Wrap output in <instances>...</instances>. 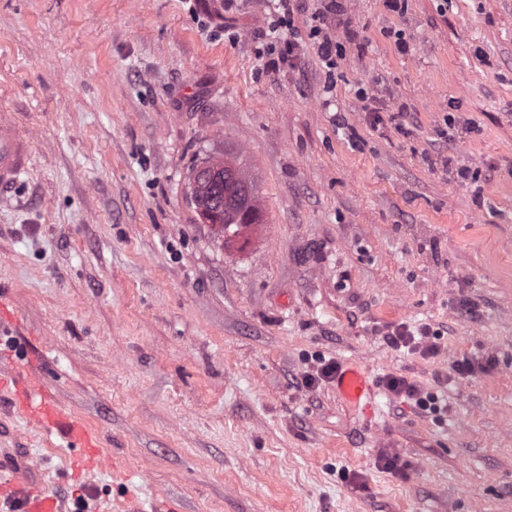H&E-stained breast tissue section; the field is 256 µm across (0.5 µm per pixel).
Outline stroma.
Listing matches in <instances>:
<instances>
[{
    "label": "stroma",
    "mask_w": 512,
    "mask_h": 512,
    "mask_svg": "<svg viewBox=\"0 0 512 512\" xmlns=\"http://www.w3.org/2000/svg\"><path fill=\"white\" fill-rule=\"evenodd\" d=\"M323 9L302 0L269 70L265 0H0V94L33 139L0 193V360L27 352L101 440L80 475L0 407V479L66 512H512V0ZM318 14L358 42L331 74ZM450 116L473 132L442 138ZM209 157L257 181L262 221L228 240L191 198ZM401 324L438 354L388 347ZM464 355L486 368L447 380ZM323 358L367 370L371 413L302 386ZM382 383L388 391L414 400L421 409L434 414L437 419L447 414V405H441L436 394L420 390L402 376L388 375Z\"/></svg>",
    "instance_id": "35a3bbf8"
}]
</instances>
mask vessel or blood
I'll list each match as a JSON object with an SVG mask.
<instances>
[{"label": "vessel or blood", "instance_id": "vessel-or-blood-1", "mask_svg": "<svg viewBox=\"0 0 512 512\" xmlns=\"http://www.w3.org/2000/svg\"><path fill=\"white\" fill-rule=\"evenodd\" d=\"M32 163V141L29 133L15 120L0 114V189L18 184ZM336 391L352 408L370 412L372 388L365 370L346 368L335 378ZM11 395L8 408L25 416L47 431L61 434L74 448L82 469H91L97 457L96 438L90 428L77 422L50 394L21 376L18 366L0 370V389ZM19 500L22 512H64L57 497L47 490L32 486L22 478L0 483V497Z\"/></svg>", "mask_w": 512, "mask_h": 512}]
</instances>
